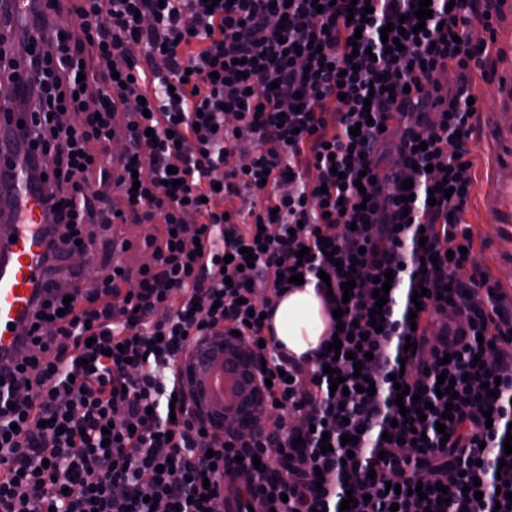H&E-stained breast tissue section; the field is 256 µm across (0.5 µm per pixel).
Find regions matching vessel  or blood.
I'll return each mask as SVG.
<instances>
[{"label":"vessel or blood","mask_w":512,"mask_h":512,"mask_svg":"<svg viewBox=\"0 0 512 512\" xmlns=\"http://www.w3.org/2000/svg\"><path fill=\"white\" fill-rule=\"evenodd\" d=\"M33 0H5L7 27L14 37L37 39L23 21ZM494 53L498 68L492 83L495 110L484 121L479 145L488 160L483 209L494 213L498 236L512 238V4L504 11L501 38ZM33 83V70L21 67L0 86V360H15L29 346L27 334L37 305L36 285L46 275L43 241L55 199L41 182L16 106ZM94 263H72L61 256L57 267L68 284H86Z\"/></svg>","instance_id":"vessel-or-blood-1"}]
</instances>
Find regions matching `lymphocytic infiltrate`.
Wrapping results in <instances>:
<instances>
[{
	"instance_id": "f902f5d3",
	"label": "lymphocytic infiltrate",
	"mask_w": 512,
	"mask_h": 512,
	"mask_svg": "<svg viewBox=\"0 0 512 512\" xmlns=\"http://www.w3.org/2000/svg\"><path fill=\"white\" fill-rule=\"evenodd\" d=\"M498 3L432 0L420 31L419 0H45L39 41L20 43L39 71L20 109L40 118L34 153L60 203L44 263L64 248L92 252L119 218L113 188L139 220L162 217L166 235L145 239L151 259L137 275L113 265L67 296L54 279L39 285L30 349L0 369V512H339L349 495L350 512H512L497 491L512 483V297L459 252L473 245L462 222L471 92L439 80L482 67L470 29L494 32ZM390 23L409 32L403 50L381 40ZM89 59L97 69L83 85ZM119 113L130 147L115 166ZM247 143L248 162L229 166ZM443 181L451 196L436 191ZM245 191L249 205L221 212ZM430 256L436 266L423 267ZM322 271L328 308L344 311L342 358L266 352L289 277ZM389 271L377 333L374 280ZM235 331L271 357L261 447H226L205 428L176 370L194 342ZM329 364L345 390L331 391ZM443 374L458 399L437 395ZM363 375L375 394L358 391ZM490 376L494 396L481 388ZM399 384L429 410L399 408ZM345 434L357 444L343 446ZM473 485L482 499L464 496Z\"/></svg>"
}]
</instances>
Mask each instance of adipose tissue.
Returning <instances> with one entry per match:
<instances>
[{"mask_svg": "<svg viewBox=\"0 0 512 512\" xmlns=\"http://www.w3.org/2000/svg\"><path fill=\"white\" fill-rule=\"evenodd\" d=\"M329 322L317 282L309 280L280 299L273 315V341L293 357H301L319 347Z\"/></svg>", "mask_w": 512, "mask_h": 512, "instance_id": "1", "label": "adipose tissue"}]
</instances>
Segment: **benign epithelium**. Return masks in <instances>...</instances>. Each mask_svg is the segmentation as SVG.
<instances>
[{"label": "benign epithelium", "instance_id": "1", "mask_svg": "<svg viewBox=\"0 0 512 512\" xmlns=\"http://www.w3.org/2000/svg\"><path fill=\"white\" fill-rule=\"evenodd\" d=\"M197 411L210 427L229 423L246 435L262 431V362L239 336H211L180 366Z\"/></svg>", "mask_w": 512, "mask_h": 512}]
</instances>
